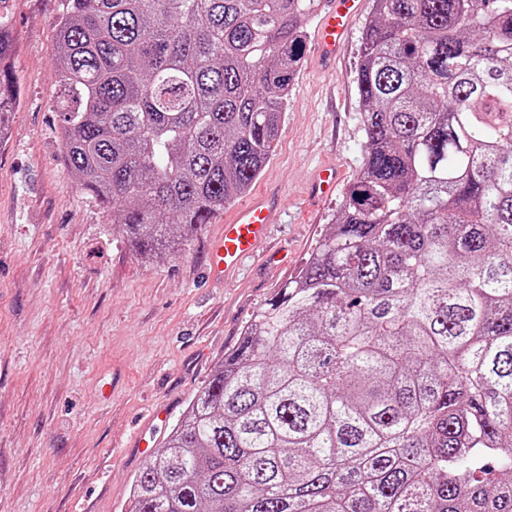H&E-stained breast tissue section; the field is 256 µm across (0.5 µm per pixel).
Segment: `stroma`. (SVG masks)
Here are the masks:
<instances>
[{"instance_id": "35a3bbf8", "label": "stroma", "mask_w": 512, "mask_h": 512, "mask_svg": "<svg viewBox=\"0 0 512 512\" xmlns=\"http://www.w3.org/2000/svg\"><path fill=\"white\" fill-rule=\"evenodd\" d=\"M58 7L0 0L21 87L0 139V512H128L134 475L252 313L304 266L362 165L363 25L330 71L306 48L276 148L250 189L282 198L261 249L287 251V264L250 258L219 280L205 265L226 212L198 226L181 253L145 259L62 164ZM324 163L339 167L340 184L309 201ZM157 408L164 421H152Z\"/></svg>"}]
</instances>
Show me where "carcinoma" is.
Returning a JSON list of instances; mask_svg holds the SVG:
<instances>
[{
    "label": "carcinoma",
    "instance_id": "cac0c4a2",
    "mask_svg": "<svg viewBox=\"0 0 512 512\" xmlns=\"http://www.w3.org/2000/svg\"><path fill=\"white\" fill-rule=\"evenodd\" d=\"M61 161L162 258L270 159L319 0H60ZM0 16V135L20 91ZM363 163L130 512H512V0H373Z\"/></svg>",
    "mask_w": 512,
    "mask_h": 512
}]
</instances>
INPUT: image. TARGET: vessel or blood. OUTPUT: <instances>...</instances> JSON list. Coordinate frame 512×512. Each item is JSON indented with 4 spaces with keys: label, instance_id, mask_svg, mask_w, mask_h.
Masks as SVG:
<instances>
[{
    "label": "vessel or blood",
    "instance_id": "1",
    "mask_svg": "<svg viewBox=\"0 0 512 512\" xmlns=\"http://www.w3.org/2000/svg\"><path fill=\"white\" fill-rule=\"evenodd\" d=\"M363 12V0H329L316 43V54L325 65H333L340 47L348 40L352 27ZM339 173L335 167L319 168L311 181L310 192L320 196L335 190ZM281 206L280 196L262 194L239 205L226 220L222 234L208 255L212 277L219 278L253 256L266 238Z\"/></svg>",
    "mask_w": 512,
    "mask_h": 512
}]
</instances>
